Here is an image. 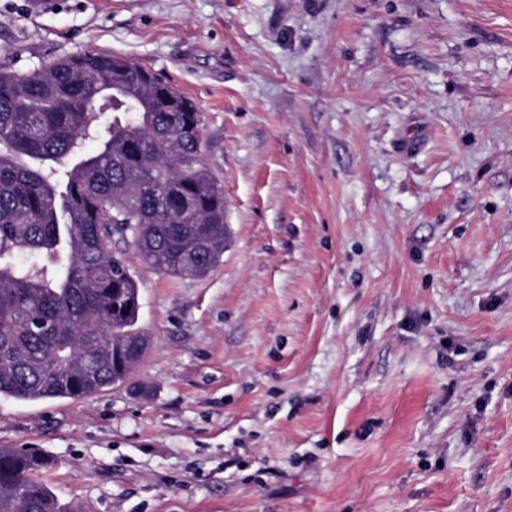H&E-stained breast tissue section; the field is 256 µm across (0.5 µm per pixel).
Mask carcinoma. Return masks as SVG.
<instances>
[{
  "mask_svg": "<svg viewBox=\"0 0 512 512\" xmlns=\"http://www.w3.org/2000/svg\"><path fill=\"white\" fill-rule=\"evenodd\" d=\"M204 126L193 99L119 56L0 66V398L89 397L130 378L148 340L123 247L178 278L222 263ZM50 464L0 448V512H63L36 477Z\"/></svg>",
  "mask_w": 512,
  "mask_h": 512,
  "instance_id": "1",
  "label": "carcinoma"
}]
</instances>
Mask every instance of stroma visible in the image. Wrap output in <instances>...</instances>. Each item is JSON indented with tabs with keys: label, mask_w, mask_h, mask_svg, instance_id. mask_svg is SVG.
<instances>
[{
	"label": "stroma",
	"mask_w": 512,
	"mask_h": 512,
	"mask_svg": "<svg viewBox=\"0 0 512 512\" xmlns=\"http://www.w3.org/2000/svg\"><path fill=\"white\" fill-rule=\"evenodd\" d=\"M89 49L204 112L229 242L127 249L141 392L0 448L70 512H512V0H0V65Z\"/></svg>",
	"instance_id": "stroma-1"
}]
</instances>
